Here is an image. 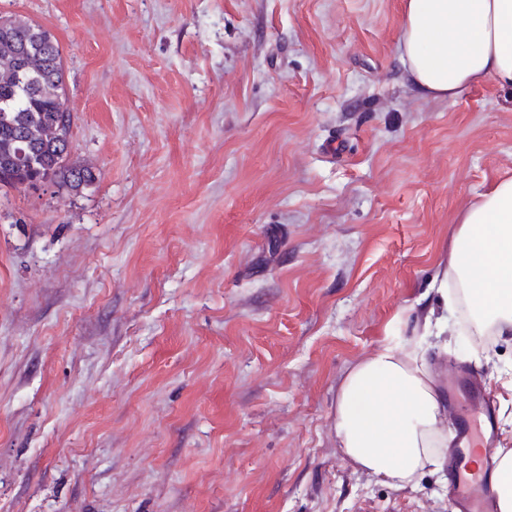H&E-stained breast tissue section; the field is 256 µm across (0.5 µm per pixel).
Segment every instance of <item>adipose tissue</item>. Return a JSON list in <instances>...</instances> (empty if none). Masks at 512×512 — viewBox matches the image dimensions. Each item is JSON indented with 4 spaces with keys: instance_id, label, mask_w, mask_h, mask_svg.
Wrapping results in <instances>:
<instances>
[{
    "instance_id": "1",
    "label": "adipose tissue",
    "mask_w": 512,
    "mask_h": 512,
    "mask_svg": "<svg viewBox=\"0 0 512 512\" xmlns=\"http://www.w3.org/2000/svg\"><path fill=\"white\" fill-rule=\"evenodd\" d=\"M399 51L428 96L450 99L487 77L512 86V0H405ZM445 277L473 335H512V178L462 208ZM445 415L422 347L388 340L344 374L336 439L363 470L411 485L448 445Z\"/></svg>"
}]
</instances>
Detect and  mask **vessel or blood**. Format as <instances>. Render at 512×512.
I'll list each match as a JSON object with an SVG mask.
<instances>
[{
    "mask_svg": "<svg viewBox=\"0 0 512 512\" xmlns=\"http://www.w3.org/2000/svg\"><path fill=\"white\" fill-rule=\"evenodd\" d=\"M467 398L471 407L481 412L484 418L485 435L495 432L496 407L488 397L479 376H470L467 383ZM475 430L471 420H461L457 429V444L448 459V472L453 479L455 512H496V499L486 479L470 478L465 474L466 453L473 447Z\"/></svg>",
    "mask_w": 512,
    "mask_h": 512,
    "instance_id": "b4317fda",
    "label": "vessel or blood"
}]
</instances>
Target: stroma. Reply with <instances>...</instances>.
I'll use <instances>...</instances> for the list:
<instances>
[{"label": "stroma", "mask_w": 512, "mask_h": 512, "mask_svg": "<svg viewBox=\"0 0 512 512\" xmlns=\"http://www.w3.org/2000/svg\"><path fill=\"white\" fill-rule=\"evenodd\" d=\"M403 0H0L62 49L70 159L0 188V512H453L333 429L387 339L482 376L512 448V335L447 319L461 208L512 176V86L420 94ZM445 318V317H444Z\"/></svg>", "instance_id": "1"}]
</instances>
